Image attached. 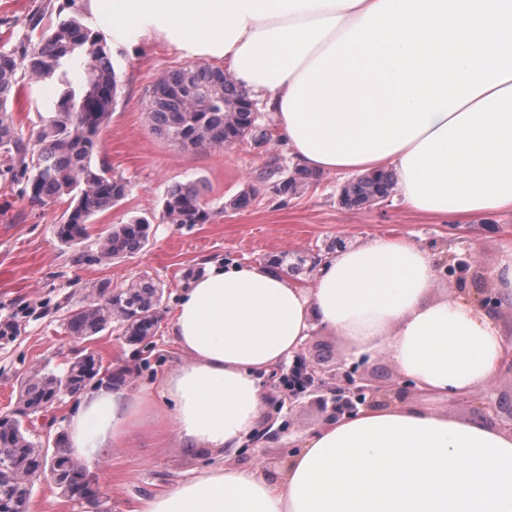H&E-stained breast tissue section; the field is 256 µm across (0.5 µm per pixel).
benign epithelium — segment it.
Masks as SVG:
<instances>
[{"instance_id": "7a95c632", "label": "benign epithelium", "mask_w": 512, "mask_h": 512, "mask_svg": "<svg viewBox=\"0 0 512 512\" xmlns=\"http://www.w3.org/2000/svg\"><path fill=\"white\" fill-rule=\"evenodd\" d=\"M477 310L492 313L499 305L498 292L484 288ZM361 364L350 366L340 361L334 366H322L313 361L307 347L296 353L289 374L303 381L304 390L288 395V405H293L302 396H315L313 402L325 413L327 419H339L358 412V407H374L382 402L399 398L414 389L405 381L399 387L387 388L360 371Z\"/></svg>"}]
</instances>
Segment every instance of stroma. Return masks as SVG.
<instances>
[{
    "mask_svg": "<svg viewBox=\"0 0 512 512\" xmlns=\"http://www.w3.org/2000/svg\"><path fill=\"white\" fill-rule=\"evenodd\" d=\"M76 14L91 20V0H0V50L28 48L31 17H39L41 28L47 29ZM112 62L119 96L100 135L99 156L113 174L126 179L129 190L118 205L93 217L88 239L61 243L57 225L67 200L31 202L24 192L25 179L0 166V324L15 327L12 336L0 338V415L16 408L20 385L34 370L62 371L79 350L94 353L110 370L122 371L124 381L132 385L157 383L180 359L168 326L186 273L201 270L206 260L266 263L282 256L295 268L291 280L307 285L317 274L314 261L334 253L337 246L359 244L372 234L410 236L437 254L443 270L439 287L473 300L499 259L512 252L511 211L462 224L414 211L394 198L380 205L349 207L341 200L345 181L332 173L315 174L296 193L277 195L276 180L294 176L297 166L278 139L264 100L256 102L258 124L266 132L264 144L248 138L227 149L187 151L152 132L144 106L147 90L171 68L184 64V56L172 45L151 40L130 48L114 46ZM52 98L43 82L23 79L13 117L24 139L35 140L38 114ZM192 180L205 186L216 210L211 221L161 222L158 212L167 190ZM247 189L255 193L251 206L224 209V202ZM138 217L151 221L145 248L127 258L95 261L99 234ZM459 258L469 260L468 272L453 271ZM143 275L164 291L155 336L133 345L108 329L83 342L67 335L69 305L82 300L90 286L107 280L123 288ZM481 395L499 406L488 413V425L507 428L512 423V374L499 373ZM323 418V412L306 401L293 408L284 401L267 406L263 420L270 423L273 439L257 448L242 445L231 461L278 478L289 449L300 447ZM220 461L219 454L182 448L169 438L95 465L101 512H132L139 498L166 492Z\"/></svg>",
    "mask_w": 512,
    "mask_h": 512,
    "instance_id": "obj_1",
    "label": "stroma"
}]
</instances>
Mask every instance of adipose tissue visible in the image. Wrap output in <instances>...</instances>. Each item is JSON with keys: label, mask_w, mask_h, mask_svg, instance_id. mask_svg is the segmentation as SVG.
Segmentation results:
<instances>
[{"label": "adipose tissue", "mask_w": 512, "mask_h": 512, "mask_svg": "<svg viewBox=\"0 0 512 512\" xmlns=\"http://www.w3.org/2000/svg\"><path fill=\"white\" fill-rule=\"evenodd\" d=\"M91 2L113 42L223 61L300 167L393 170L403 203L437 217L512 211V0ZM437 279L435 255L382 235L327 256L307 287L271 264L206 263L169 323L179 363L155 389L81 392L68 452L100 462L172 436L235 454L262 419L263 376L318 326L347 358L387 355L427 396L483 388L507 338ZM133 512H512V432L370 407L323 422L277 480L213 465Z\"/></svg>", "instance_id": "ef3b65f1"}]
</instances>
